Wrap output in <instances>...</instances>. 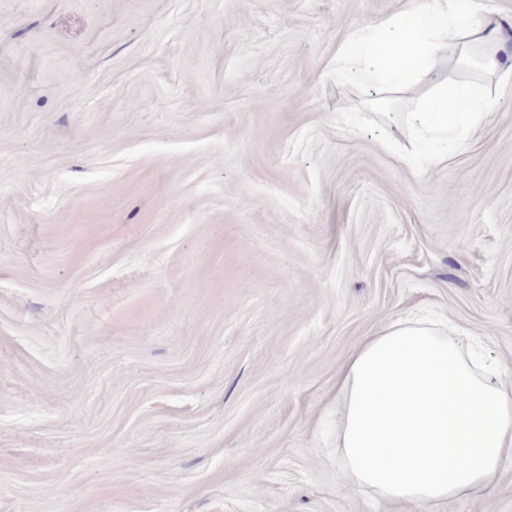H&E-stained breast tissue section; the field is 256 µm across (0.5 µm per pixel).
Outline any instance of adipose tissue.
<instances>
[{
	"mask_svg": "<svg viewBox=\"0 0 512 512\" xmlns=\"http://www.w3.org/2000/svg\"><path fill=\"white\" fill-rule=\"evenodd\" d=\"M436 16L417 29L404 15L348 30L337 72L393 89L423 80L448 49L478 80L437 88L411 115L420 135L460 143L489 111L485 80L512 74V30L485 0H418ZM343 480L388 503L439 507L490 487L512 465V369L474 357L433 321L398 319L364 339L336 384Z\"/></svg>",
	"mask_w": 512,
	"mask_h": 512,
	"instance_id": "1",
	"label": "adipose tissue"
}]
</instances>
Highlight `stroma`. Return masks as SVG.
I'll return each mask as SVG.
<instances>
[{
  "mask_svg": "<svg viewBox=\"0 0 512 512\" xmlns=\"http://www.w3.org/2000/svg\"><path fill=\"white\" fill-rule=\"evenodd\" d=\"M411 0H0V512H435L336 379L431 315L512 367V78L428 170L337 74ZM436 512H512V467Z\"/></svg>",
  "mask_w": 512,
  "mask_h": 512,
  "instance_id": "stroma-1",
  "label": "stroma"
}]
</instances>
